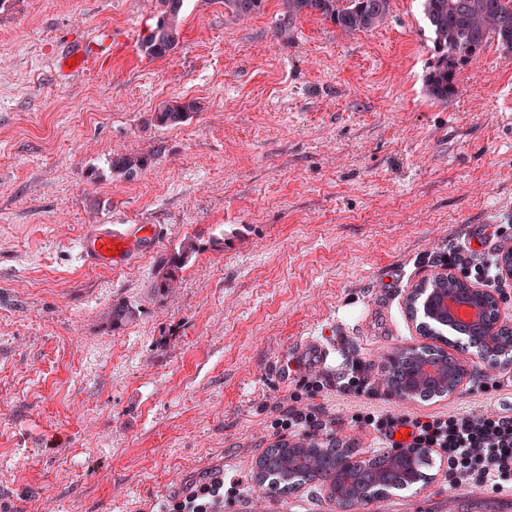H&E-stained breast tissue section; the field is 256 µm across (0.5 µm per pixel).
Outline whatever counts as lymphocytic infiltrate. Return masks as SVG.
<instances>
[{
    "label": "lymphocytic infiltrate",
    "instance_id": "lymphocytic-infiltrate-1",
    "mask_svg": "<svg viewBox=\"0 0 512 512\" xmlns=\"http://www.w3.org/2000/svg\"><path fill=\"white\" fill-rule=\"evenodd\" d=\"M318 375L302 378L297 391L289 397L271 421L274 432L286 431L305 437H333L335 425L368 429L389 440L391 447L435 448L448 464L450 486H472L493 492L512 490V413L470 411L457 414L356 412L342 422L323 418L306 402L326 389ZM406 440H397L399 431ZM239 482L224 485L215 480L198 486L182 499L164 504V512H211L214 503L235 497Z\"/></svg>",
    "mask_w": 512,
    "mask_h": 512
}]
</instances>
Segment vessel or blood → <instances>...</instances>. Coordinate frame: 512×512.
<instances>
[{
    "mask_svg": "<svg viewBox=\"0 0 512 512\" xmlns=\"http://www.w3.org/2000/svg\"><path fill=\"white\" fill-rule=\"evenodd\" d=\"M158 239L155 224H125L118 230L103 224L83 239L82 251L95 265L119 266L154 247Z\"/></svg>",
    "mask_w": 512,
    "mask_h": 512,
    "instance_id": "obj_1",
    "label": "vessel or blood"
}]
</instances>
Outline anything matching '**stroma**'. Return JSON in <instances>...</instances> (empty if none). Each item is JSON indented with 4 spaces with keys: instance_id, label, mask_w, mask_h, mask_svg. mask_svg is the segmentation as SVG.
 <instances>
[{
    "instance_id": "obj_1",
    "label": "stroma",
    "mask_w": 512,
    "mask_h": 512,
    "mask_svg": "<svg viewBox=\"0 0 512 512\" xmlns=\"http://www.w3.org/2000/svg\"><path fill=\"white\" fill-rule=\"evenodd\" d=\"M282 0L246 20L184 0L179 46L148 58L156 0H6L0 6V512H157L201 483L240 479L224 512H337L321 486L273 497L257 459L281 438L275 405L326 373L308 335L371 365L378 393L336 389L329 418L497 410L483 362L454 394L401 401L387 358L417 344L410 288L460 251L512 250V56L489 43L441 104L415 0L347 34L320 16L277 38ZM98 57L57 65L69 46ZM199 110L155 126L163 103ZM145 157L134 176L116 156ZM101 224H158L129 266L85 262ZM198 250L164 297L151 282L184 238ZM139 309L119 328L114 299ZM394 490L403 512H454L447 462Z\"/></svg>"
}]
</instances>
